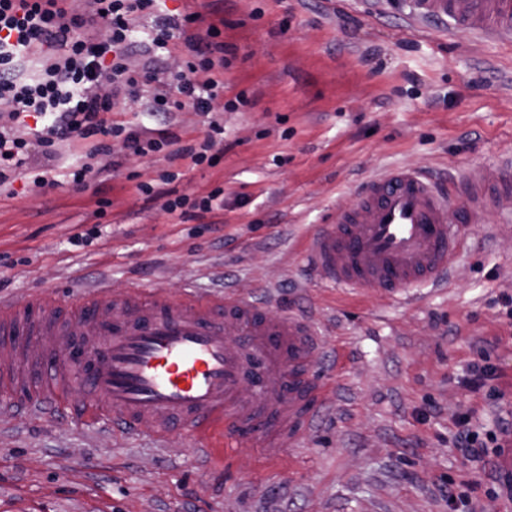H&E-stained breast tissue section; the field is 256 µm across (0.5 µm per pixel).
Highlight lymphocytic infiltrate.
Masks as SVG:
<instances>
[{
	"label": "lymphocytic infiltrate",
	"instance_id": "1",
	"mask_svg": "<svg viewBox=\"0 0 512 512\" xmlns=\"http://www.w3.org/2000/svg\"><path fill=\"white\" fill-rule=\"evenodd\" d=\"M163 0H0V186L17 170L29 165L34 153L52 158L63 144L91 141V162L68 174L72 187L82 189L108 171L113 142H121L127 155L165 154L169 161L190 160L196 167L216 166L224 152L216 139L224 128L215 115L247 106L245 93L219 102L224 72L235 58L216 25L186 34L198 23V14L184 16L182 24L165 25L151 39L152 53L169 52L172 40L184 43L187 57L181 71L158 78L150 67L128 62V44L136 20L158 12ZM108 82L112 94L99 97L86 88ZM130 103L146 112H172L185 108L211 116V132L201 142L186 143L166 130L152 136L150 129L112 122L119 104ZM139 191L149 199H162L164 210L178 221L223 211L224 190L206 195L161 197L153 184ZM469 412L455 416V447L481 461L486 453L501 454L503 435L512 422L498 430L471 429Z\"/></svg>",
	"mask_w": 512,
	"mask_h": 512
}]
</instances>
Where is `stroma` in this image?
<instances>
[{"label": "stroma", "mask_w": 512, "mask_h": 512, "mask_svg": "<svg viewBox=\"0 0 512 512\" xmlns=\"http://www.w3.org/2000/svg\"><path fill=\"white\" fill-rule=\"evenodd\" d=\"M191 12L237 48L224 98L243 91L251 104L225 113L221 162L183 169L170 188L223 187V214L174 223L137 189L167 160L118 145L105 181L84 190L16 181L0 194V296L63 298L101 279L115 294L134 281L174 298L188 282L261 294L270 314L313 312L345 341L341 391L292 463L264 460L249 441L204 459L178 428L159 448L64 417L0 419V512H448L449 483L491 484L452 444L459 406L476 424L494 420L485 393L460 384L483 353L506 375L512 413V323L495 303L512 295V223L452 206L465 248L450 285L422 287L413 306L325 286L302 247L373 174L414 167L452 184L512 158V42L416 22L410 0H165L137 22L132 63L147 58L149 31ZM111 118L171 124L186 141L207 130L190 109ZM96 227L92 245H73Z\"/></svg>", "instance_id": "35a3bbf8"}]
</instances>
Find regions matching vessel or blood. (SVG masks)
I'll return each instance as SVG.
<instances>
[{
  "label": "vessel or blood",
  "instance_id": "obj_1",
  "mask_svg": "<svg viewBox=\"0 0 512 512\" xmlns=\"http://www.w3.org/2000/svg\"><path fill=\"white\" fill-rule=\"evenodd\" d=\"M414 13L512 40V0H414ZM456 202L512 217V160L471 166L451 190L409 167L368 177L355 207L309 236L303 260L330 285L412 301L421 285L448 284L463 243L448 222ZM326 347L313 316H273L231 289L172 298L134 282L121 295L79 284L64 299L0 297V416L103 422L160 445L178 427L207 453L240 447L247 429L276 458L329 407L335 382L313 373Z\"/></svg>",
  "mask_w": 512,
  "mask_h": 512
}]
</instances>
